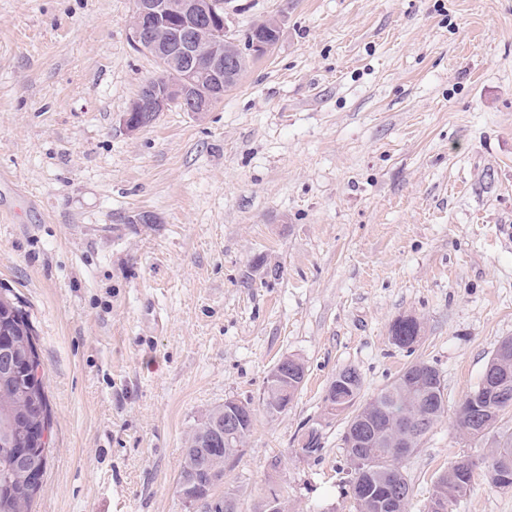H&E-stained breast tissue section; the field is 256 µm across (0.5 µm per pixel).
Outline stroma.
<instances>
[{
    "instance_id": "stroma-1",
    "label": "stroma",
    "mask_w": 512,
    "mask_h": 512,
    "mask_svg": "<svg viewBox=\"0 0 512 512\" xmlns=\"http://www.w3.org/2000/svg\"><path fill=\"white\" fill-rule=\"evenodd\" d=\"M229 8L239 35L279 17L276 48L210 112L131 133L161 74L129 42L134 0H0V286L30 315L52 417L31 512H186V441L230 398L257 410L224 468L237 512L273 493L355 512L328 386L355 368L367 400L416 362L446 402L403 463L409 512L463 456L450 512H512L486 475L512 408L480 439L457 425L512 337V0ZM406 315L409 349L390 337ZM287 356L305 380L270 416ZM420 323L415 317L406 316L398 318L390 328L391 336H398L401 348H409L414 341V336L420 334ZM411 348V347H410ZM286 373L285 367H282L281 363L276 364L272 369L267 379L266 389L264 391L265 398L261 405L263 410L268 415H276L285 411L284 402L288 397V402H292L299 389H295L292 392L289 391L290 384L288 382V396L284 395L287 391V382L280 381L278 378L282 377ZM269 380H278L270 382ZM474 467L472 461L461 457L448 469V472H445L443 476H446L448 500H450L448 505L456 504L470 491L474 481Z\"/></svg>"
}]
</instances>
